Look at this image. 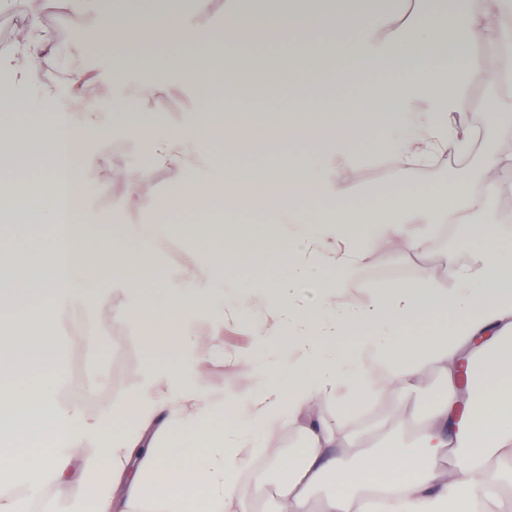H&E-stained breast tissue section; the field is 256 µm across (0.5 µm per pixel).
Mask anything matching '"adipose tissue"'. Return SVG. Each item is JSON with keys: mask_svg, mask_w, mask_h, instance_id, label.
I'll use <instances>...</instances> for the list:
<instances>
[{"mask_svg": "<svg viewBox=\"0 0 512 512\" xmlns=\"http://www.w3.org/2000/svg\"><path fill=\"white\" fill-rule=\"evenodd\" d=\"M395 2L380 0L371 10L360 0L336 9L289 0L286 11L275 13L270 0H225L223 27L206 30L175 12L142 30L134 12L116 10L86 39L109 44L137 30L154 41L206 47L205 55L179 60L125 52L115 72L140 74L128 89L133 103L164 94L174 75L218 103L284 93L301 106H330L335 86L356 83L350 105L385 115L389 134L377 153L393 158L404 179L416 163L469 148L471 124L448 119L464 87L495 88L492 106L512 127V56H498L504 44H512V0H466L465 22L454 28L428 13V0H415L407 36L392 30ZM476 31L485 56L472 64L467 57ZM234 42L282 43L289 50L228 65L224 47ZM383 73L392 74V81L369 82V75ZM103 121L98 112L75 122L70 113L55 111L0 129V140L16 148L15 161L33 148L44 152L41 178L28 191L40 208L60 213L58 146L75 151ZM365 136L356 124L311 131L285 125L261 138L240 133L253 150L291 148L273 163L281 178L269 179L264 169L256 174L266 202L286 209L277 224L242 230L216 221L178 229L162 222L173 211L226 198L245 203L251 196L250 186L228 183L219 172L210 198L202 199L183 178L193 135L181 125L154 138L147 164L121 175L132 195L158 170L174 174L176 186L155 206L157 220L118 235L108 224L58 223L48 249L25 253L15 237L0 236L1 258L36 268L12 278L10 289L0 293V320L13 318L18 301L31 305L0 341V375L33 378L0 385V421L11 419L13 433L31 443L23 455H0V475L20 464L33 486L67 478L90 435L98 448L82 473L93 494L71 502L67 512H198L202 501L207 512H249L253 492L240 487L238 477L289 428L304 440L285 468L279 512H309L314 492L330 478L336 490L325 496L322 512H502L497 473L512 468V229L497 224L494 200L496 175L512 167V150L490 158L478 174L449 179L442 198L403 193L368 211L347 204L344 178L330 182L316 175L329 156H345ZM311 204L318 210L313 221L306 217ZM433 224L465 225L466 243L477 256L471 269L449 262L453 289L420 279L374 289L364 306L348 304L350 276L373 251L389 242L420 248ZM177 235L188 241L191 259L165 305L158 306L142 299L139 285L165 278L160 257ZM277 253L294 257L283 278L244 288L224 273L225 256L262 264ZM118 275L132 291L115 316L143 330L142 349L153 367L146 394L111 408L90 432L54 392L63 361L58 330L75 312L92 319L104 302V287ZM309 279L320 284L314 306L298 295L299 284ZM207 309L215 317L204 335L195 320ZM246 309L257 315L252 358L260 388L214 399L204 374L185 380L179 360L198 366L223 359L224 320ZM284 332L287 353L269 352L268 338ZM435 367L446 370L448 390L415 441L406 446L390 434L381 447L365 449L357 464H345L339 450L349 435L325 427L320 408H358L405 393ZM48 430L54 447H38ZM100 473L107 482H96Z\"/></svg>", "mask_w": 512, "mask_h": 512, "instance_id": "adipose-tissue-1", "label": "adipose tissue"}]
</instances>
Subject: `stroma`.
I'll use <instances>...</instances> for the list:
<instances>
[{
  "label": "stroma",
  "mask_w": 512,
  "mask_h": 512,
  "mask_svg": "<svg viewBox=\"0 0 512 512\" xmlns=\"http://www.w3.org/2000/svg\"><path fill=\"white\" fill-rule=\"evenodd\" d=\"M181 9L189 22L220 27L224 24V0H210L208 10L195 14L191 0H142L140 12L145 22H152L155 12ZM38 19L42 29L50 31L63 53L41 55L35 62L40 74L38 84L20 87L19 76L0 70V101H10L11 107L0 110V122L25 119L34 107L47 110H68L73 96H81L89 112L110 114L104 125L87 131L78 156L93 184L86 192L83 219L88 224H108L113 231L125 225L140 224L152 217L156 201L170 192L175 181L172 174L158 173L138 189L137 204H130L123 185L116 176L143 165L148 160L147 134L128 117L131 104L128 86L113 78V61L122 52L120 46L101 47L83 38L86 30L100 24L96 8L79 12L58 6L56 0H41L39 9H32L31 0H0V59H9L22 51L21 35L30 19ZM81 71L91 78L87 90L78 92L70 85L72 72ZM171 93L178 102L177 111H165L169 125L196 124L197 138L190 143L192 159L189 178L199 193H206L215 160L205 144L212 134L227 128H240L256 134H267L273 128L295 124L301 126L336 127L352 122L367 126L368 149L352 148L344 163V179L351 201L358 206L376 209L384 199L383 186L395 179V162L388 157L371 154L370 146L381 142L388 128L370 112H340L336 110L300 111L286 98H270L257 103L230 104L211 110L204 109L196 91L178 78H171ZM495 150L489 143H481L463 157L450 156L435 167L421 165L408 176L410 186L439 193L449 176L467 174L482 169ZM111 169L112 177H105L104 169ZM464 225L450 224L446 229H432L423 248L411 251L402 246L387 244L375 252L354 272L350 279L349 299L352 303H366L373 288L390 282L412 283L427 277L435 287L448 289L453 285L448 276L445 255L456 252L460 265L472 263L471 255L462 247ZM129 299L122 279H113L105 292V307L98 313L105 322L106 344L116 352L106 355L103 346L94 345L76 335L72 328L63 332L64 362L61 366L62 396L71 390H94L95 396L86 402L82 411L88 421H95L103 411L128 399L135 398L144 389L150 364L141 348V332L131 323L112 317V310L124 307ZM206 386L216 396L224 390L249 391L256 384L254 374L243 364L221 360L205 367ZM447 377L433 368L418 378L413 389L405 394L376 400L372 408L376 418L365 414L351 415L350 430L361 433L367 445H378L385 432L398 433L404 440L413 439L426 422L431 409L441 396ZM21 512H33V504L47 500L58 506L86 498L89 487L78 477L66 481L49 480L41 486L29 487L23 471L9 477Z\"/></svg>",
  "instance_id": "stroma-1"
}]
</instances>
